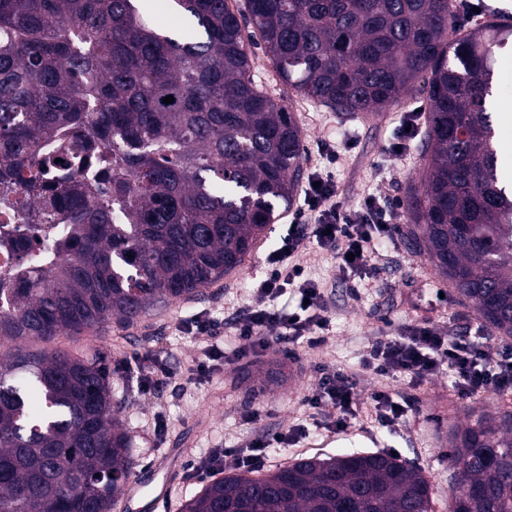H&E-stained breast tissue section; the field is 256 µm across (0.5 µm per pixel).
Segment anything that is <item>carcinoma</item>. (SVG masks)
Instances as JSON below:
<instances>
[{"instance_id":"cac0c4a2","label":"carcinoma","mask_w":512,"mask_h":512,"mask_svg":"<svg viewBox=\"0 0 512 512\" xmlns=\"http://www.w3.org/2000/svg\"><path fill=\"white\" fill-rule=\"evenodd\" d=\"M165 2L189 21L180 35L139 0H0V213L44 212L0 233L14 258L0 343L131 326L240 268L291 205L302 131L256 84L244 24L284 86L337 112L426 94L409 239L512 338V186L492 118L511 23L461 30L448 0H245L241 16L229 0ZM119 408L93 358L0 353V512H110L135 469ZM448 445V512H512V410ZM181 512H432V492L398 455L315 454L231 470Z\"/></svg>"}]
</instances>
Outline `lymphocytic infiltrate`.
Wrapping results in <instances>:
<instances>
[{
	"label": "lymphocytic infiltrate",
	"instance_id": "f902f5d3",
	"mask_svg": "<svg viewBox=\"0 0 512 512\" xmlns=\"http://www.w3.org/2000/svg\"><path fill=\"white\" fill-rule=\"evenodd\" d=\"M310 179L312 184L305 190L302 205L278 247L268 254L266 272L256 282L258 305L248 307L232 328L234 354H227L220 342L222 324L213 317L198 314L182 322L185 333L203 339L195 358L198 376H211L234 356L259 355L279 344L303 341L315 346L324 341L330 324L324 293L318 283L305 278L298 262L308 247L332 254L344 276L362 280L368 277L378 249L394 243L396 214L382 206L377 196L365 197L361 207L352 212L339 201L331 179L318 172ZM276 300L281 301V308H273ZM362 365L374 374L401 377L415 385L445 372L462 395L512 387V354L491 352L478 340L453 338L426 324L410 327L398 336L379 338ZM305 404L318 413L332 408L331 429L345 432L357 415L356 383L343 371L321 369L319 384ZM303 433V428L295 426L272 438L257 436L243 448L212 449L191 463L189 474L205 477L220 469L228 457L242 468L259 467L272 443L295 442Z\"/></svg>",
	"mask_w": 512,
	"mask_h": 512
}]
</instances>
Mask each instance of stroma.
<instances>
[{
    "label": "stroma",
    "mask_w": 512,
    "mask_h": 512,
    "mask_svg": "<svg viewBox=\"0 0 512 512\" xmlns=\"http://www.w3.org/2000/svg\"><path fill=\"white\" fill-rule=\"evenodd\" d=\"M249 52L255 81L274 97L284 98L299 119L305 148L303 173L317 170L330 176L347 209H359L363 199L373 194L397 214L396 241L374 257L375 271L364 286L357 288L343 279L325 252L310 250L300 256L306 277L318 282L325 295L331 330L324 342L312 349L298 348L293 356L266 353L237 360L204 378L192 370L197 340L177 328L180 320L199 313L230 324L255 304L251 288L265 268L267 252L291 220L286 212L241 269L199 295L174 301L131 326L110 321L76 337L7 343L0 348L12 353L65 352L98 359L114 398L122 402L120 417L132 439L136 474H149L153 459L168 448L185 449L186 460L192 461L210 449L243 446L256 435L282 433L302 424L308 436L293 446L273 445L265 468L283 467L296 458L320 453L388 450L424 470L433 489L432 508L445 512L452 489L446 458L448 433L471 423L473 413L496 410L502 403L498 391L461 395L445 373L414 387L400 378L372 374L361 364L380 336H394L420 323L451 336H470L480 325L471 306L452 295L447 281L407 245V196L424 165L427 123H420L419 135L403 154L392 153L390 144L402 117L427 109L428 104L417 93L362 120L285 90L264 49L253 45ZM328 142L346 147L342 159L333 165L322 152ZM155 350L174 378L148 395L125 378L124 369L141 365ZM321 365L342 369L356 380L358 415L341 435L328 431L327 415H312L304 404L318 385ZM380 389L409 401L411 410L404 421L392 426L378 423L371 395ZM249 409L259 410L257 423L243 421L242 414Z\"/></svg>",
    "instance_id": "obj_1"
}]
</instances>
